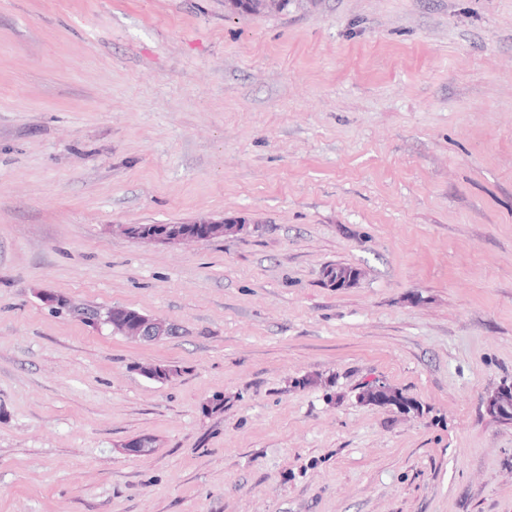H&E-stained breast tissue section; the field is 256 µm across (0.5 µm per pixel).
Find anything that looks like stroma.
Instances as JSON below:
<instances>
[{
    "instance_id": "35a3bbf8",
    "label": "stroma",
    "mask_w": 512,
    "mask_h": 512,
    "mask_svg": "<svg viewBox=\"0 0 512 512\" xmlns=\"http://www.w3.org/2000/svg\"><path fill=\"white\" fill-rule=\"evenodd\" d=\"M505 384L512 0H0V512H512ZM242 0H230L229 5L236 9L241 10L245 13L250 14H280L288 12V6L291 4V0H248L246 8H243L239 2ZM224 221H213V220H200L192 224H216L217 226H223L225 232H231V227L235 224H223ZM192 224H167V226L175 230L190 229ZM165 225H157L152 233L147 234L143 237V240L152 242H165V243H177L181 241L198 240V234L196 232H183L171 234L168 227ZM125 308L114 307L107 312V319L123 323L122 335L132 340L158 341L169 334V327L164 321L140 314L126 320Z\"/></svg>"
}]
</instances>
